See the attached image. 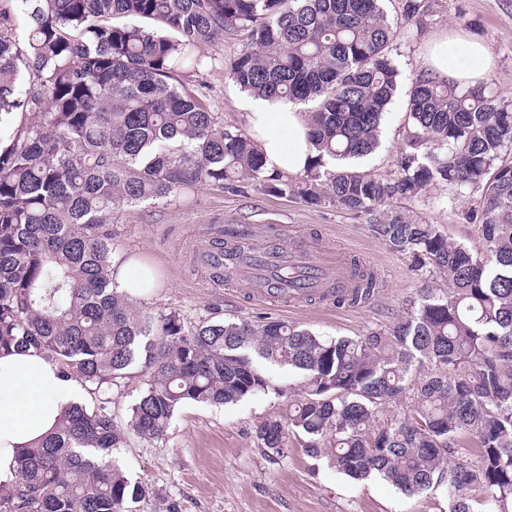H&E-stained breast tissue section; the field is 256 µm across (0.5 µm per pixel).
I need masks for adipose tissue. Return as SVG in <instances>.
Segmentation results:
<instances>
[{
	"instance_id": "1",
	"label": "adipose tissue",
	"mask_w": 512,
	"mask_h": 512,
	"mask_svg": "<svg viewBox=\"0 0 512 512\" xmlns=\"http://www.w3.org/2000/svg\"><path fill=\"white\" fill-rule=\"evenodd\" d=\"M462 52L463 63L454 65L440 51H432L429 72L476 85L489 71L490 54L478 41L463 42ZM247 104L249 132L267 167L289 174L302 171L310 155L304 113L286 100L272 103L252 97ZM79 394L76 381L63 376L36 349L0 354V482L14 480L18 453L49 433Z\"/></svg>"
}]
</instances>
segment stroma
Returning <instances> with one entry per match:
<instances>
[{
  "instance_id": "35a3bbf8",
  "label": "stroma",
  "mask_w": 512,
  "mask_h": 512,
  "mask_svg": "<svg viewBox=\"0 0 512 512\" xmlns=\"http://www.w3.org/2000/svg\"><path fill=\"white\" fill-rule=\"evenodd\" d=\"M412 22L401 19V0H383L398 22L391 57L403 87L388 107L378 150L361 167L384 177L396 169L399 148L408 132L404 86L425 72L433 43L442 35H461L485 43L493 67L485 81L502 103L512 105V0H423ZM249 44L247 31H229L205 46L213 64L201 72H183L179 82L199 96L225 126L246 129V95L228 76L225 65ZM478 195L456 196L448 187L429 188L421 196L396 201L397 209L435 224L451 239L478 244L475 225L465 214L478 208ZM219 224H283L299 239H313L359 258L378 277V294L360 305H330L320 299L271 304L236 288L210 283L200 254ZM369 217L335 205L315 208L296 197L268 194L251 183L224 191L199 187L171 202H145L123 208L112 230L117 256L138 258L156 274V285L134 302L142 310L178 309L195 323L207 310L223 317L262 324L265 318L307 328L321 336H358L391 324L416 297L424 279L408 255L389 250L372 237ZM288 399L258 394L223 406L192 403L175 415L164 444L130 437L115 453L132 479L152 494L137 512H447L442 492L408 496L378 477L355 482L326 462H312L301 449L272 459L258 448L255 430L272 415L286 413Z\"/></svg>"
}]
</instances>
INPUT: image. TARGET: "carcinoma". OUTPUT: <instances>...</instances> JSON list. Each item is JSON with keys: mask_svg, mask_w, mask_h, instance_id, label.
I'll use <instances>...</instances> for the list:
<instances>
[{"mask_svg": "<svg viewBox=\"0 0 512 512\" xmlns=\"http://www.w3.org/2000/svg\"><path fill=\"white\" fill-rule=\"evenodd\" d=\"M381 2L0 0V351L35 348L95 400L18 454L0 512H133L149 489L113 458L129 435L163 443L186 404L285 391L288 413L256 430L267 456L299 447L355 481L441 489L448 512H512V108L486 84L424 72L395 174L326 170L378 148L400 84ZM239 28L251 45L233 82L308 107L315 155L300 174L268 169L248 132L178 84L212 63L202 46ZM241 181L370 215L372 235L439 286L354 337L136 308L113 279L114 214ZM440 184L480 193L468 219L481 248L388 207ZM350 268L339 305L376 288ZM262 360L296 382L283 389ZM136 365L142 387L119 423L112 393Z\"/></svg>", "mask_w": 512, "mask_h": 512, "instance_id": "cac0c4a2", "label": "carcinoma"}]
</instances>
